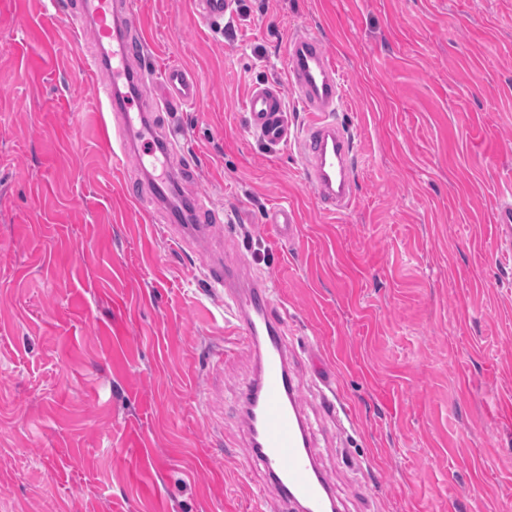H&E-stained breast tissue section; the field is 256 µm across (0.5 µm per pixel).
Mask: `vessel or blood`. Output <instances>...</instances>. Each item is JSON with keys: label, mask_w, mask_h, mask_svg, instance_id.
<instances>
[{"label": "vessel or blood", "mask_w": 512, "mask_h": 512, "mask_svg": "<svg viewBox=\"0 0 512 512\" xmlns=\"http://www.w3.org/2000/svg\"><path fill=\"white\" fill-rule=\"evenodd\" d=\"M232 6V0H195V14L202 21L215 22ZM78 21L97 25L100 39L112 43L111 50L92 55L88 67L92 74L108 75L107 81L94 83L93 89L120 121L119 128L105 140L111 162L117 163L131 149L128 132L143 118L142 113L129 112L127 102L116 96L131 58L143 54L146 47L144 37L138 34L141 18L129 8L116 21L112 0H81ZM286 64L305 112L301 129H292L278 87L266 84L256 86L248 100L249 124L268 141L297 145L306 179L323 212L340 213L352 205L355 185L353 144L333 119L343 98L341 75L319 38L305 31L290 38ZM156 77L169 109L196 100L197 82L180 67H165ZM493 222L500 245L511 248V200L497 204ZM207 280L212 287L223 288L225 299L237 311V321L229 328L233 349L253 352L258 363L257 374L243 393V419L252 440L251 457L279 495L273 503L257 495L250 512H298L303 505L310 512H331L335 497L317 465L302 420L298 384L288 358L287 324L271 299L267 278L244 276L237 264L211 263Z\"/></svg>", "instance_id": "obj_1"}]
</instances>
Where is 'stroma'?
Wrapping results in <instances>:
<instances>
[{
    "label": "stroma",
    "mask_w": 512,
    "mask_h": 512,
    "mask_svg": "<svg viewBox=\"0 0 512 512\" xmlns=\"http://www.w3.org/2000/svg\"><path fill=\"white\" fill-rule=\"evenodd\" d=\"M135 2L131 68L198 82L178 110L150 81L132 105L176 144L171 200L135 154H104L94 28L0 0V512H244L266 491L237 403L255 358L220 354L215 260L270 280L340 512H512V260L493 229L512 200V0H244L231 33L193 0ZM302 30L343 77L356 198L334 216L296 148L247 122L260 84L302 121L285 66ZM189 198L221 221L183 247L166 226ZM331 388L352 420L325 412Z\"/></svg>",
    "instance_id": "stroma-1"
}]
</instances>
